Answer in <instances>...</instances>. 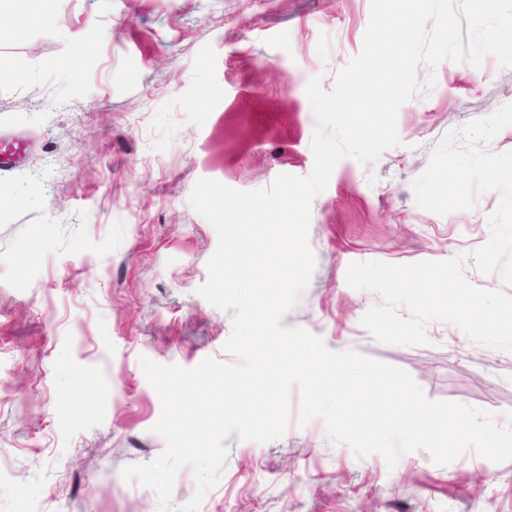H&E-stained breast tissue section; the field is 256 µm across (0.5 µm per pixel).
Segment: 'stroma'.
<instances>
[{
  "instance_id": "35a3bbf8",
  "label": "stroma",
  "mask_w": 512,
  "mask_h": 512,
  "mask_svg": "<svg viewBox=\"0 0 512 512\" xmlns=\"http://www.w3.org/2000/svg\"><path fill=\"white\" fill-rule=\"evenodd\" d=\"M370 0H56L15 31L0 17V148L32 142L0 178V512H180L125 483L155 459L161 402L141 357L237 363L226 313L202 298L215 228L191 208L198 179L253 191L314 164L310 78L332 89L362 48ZM397 118L400 146L372 165L346 157L311 204L316 270L282 320L329 349L406 370L427 398L489 411L512 428V352L441 321L428 344L376 342L382 305L349 265L465 256L473 286L512 295V67L441 63ZM291 387L283 437L230 435L200 512H512V461L426 452L388 468L300 421Z\"/></svg>"
}]
</instances>
